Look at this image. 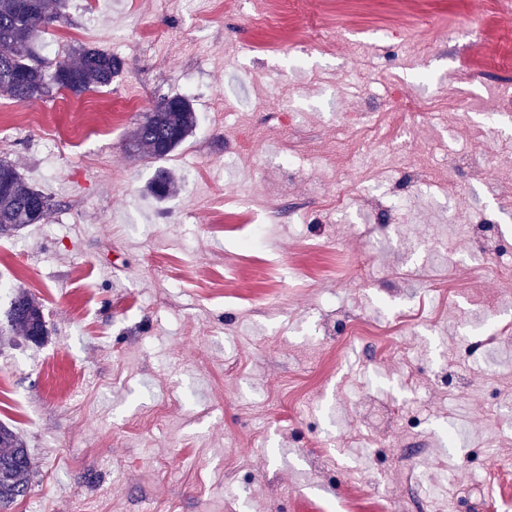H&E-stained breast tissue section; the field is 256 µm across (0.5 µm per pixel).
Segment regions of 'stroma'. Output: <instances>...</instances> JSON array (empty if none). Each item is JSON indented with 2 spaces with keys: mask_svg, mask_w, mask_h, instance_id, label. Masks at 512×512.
Masks as SVG:
<instances>
[{
  "mask_svg": "<svg viewBox=\"0 0 512 512\" xmlns=\"http://www.w3.org/2000/svg\"><path fill=\"white\" fill-rule=\"evenodd\" d=\"M276 2L286 23L272 31L250 0H68L42 57L54 34L72 48L100 29L93 44L122 74L78 98L0 103V157L55 203L0 234L13 248L0 422L32 463L9 512H341L355 492L386 495L391 512H474L492 497L488 474L512 449V342H463L497 336L512 300L465 235L492 224L512 262V70L474 74L494 47L489 15L512 0H310L324 27L311 44L290 0ZM152 30L165 42L146 44ZM397 91L432 98L437 116L391 134V151L324 167L332 149L361 147ZM185 93L198 125L161 164L178 185L161 202L144 193L158 164L124 151L134 116L106 138L72 118ZM484 140L501 171L460 165ZM318 184L352 193L328 211ZM245 196L264 207L252 249L216 232ZM20 289L43 308V343L7 327ZM360 318L383 335L346 334ZM400 408L423 429L416 476L430 493L412 509L393 475Z\"/></svg>",
  "mask_w": 512,
  "mask_h": 512,
  "instance_id": "stroma-1",
  "label": "stroma"
}]
</instances>
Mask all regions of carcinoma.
Returning <instances> with one entry per match:
<instances>
[{
	"mask_svg": "<svg viewBox=\"0 0 512 512\" xmlns=\"http://www.w3.org/2000/svg\"><path fill=\"white\" fill-rule=\"evenodd\" d=\"M67 0H0V96L18 102L50 101L65 90L81 96L112 84L124 69L122 58L98 47L70 48L45 66L38 54L46 28L64 17ZM197 124L190 98H163L136 119L126 151L155 162L166 159L190 137ZM176 190L170 171L155 169L146 191L164 201ZM53 204L26 181L11 161L0 159V227L14 233L43 223ZM10 326L32 342L48 334L41 305L26 291H18L8 312ZM30 457L23 439L0 422V508L5 509L29 490Z\"/></svg>",
	"mask_w": 512,
	"mask_h": 512,
	"instance_id": "cac0c4a2",
	"label": "carcinoma"
}]
</instances>
